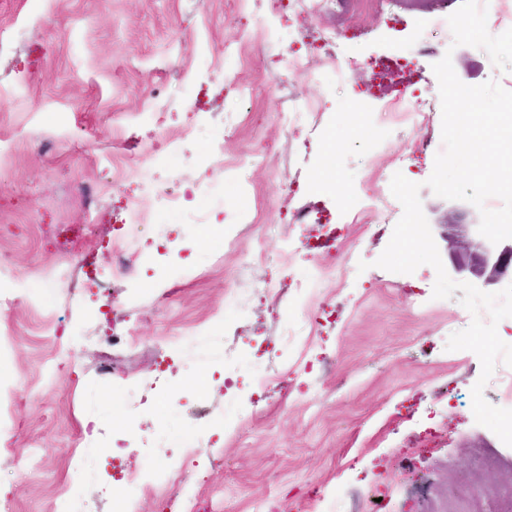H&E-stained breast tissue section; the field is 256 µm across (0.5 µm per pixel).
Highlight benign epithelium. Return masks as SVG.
<instances>
[{"mask_svg": "<svg viewBox=\"0 0 512 512\" xmlns=\"http://www.w3.org/2000/svg\"><path fill=\"white\" fill-rule=\"evenodd\" d=\"M464 217V212L452 211L443 235L452 271L483 285L500 282L512 272V238L493 245L478 233V223Z\"/></svg>", "mask_w": 512, "mask_h": 512, "instance_id": "obj_1", "label": "benign epithelium"}]
</instances>
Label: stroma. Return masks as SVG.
<instances>
[{
    "mask_svg": "<svg viewBox=\"0 0 512 512\" xmlns=\"http://www.w3.org/2000/svg\"><path fill=\"white\" fill-rule=\"evenodd\" d=\"M459 4L396 0L391 12L354 17L332 4L310 18L267 0L245 12L236 0H0V38L10 42L0 56V139L14 144L0 167V253L11 258L0 273V390L14 396L0 414V499L14 512H52L71 489L113 512L126 473L143 464L141 441L164 439L174 452L192 432L199 448L175 477L195 512H252L259 499L266 512H329L338 500L347 512H501L495 490L512 487V447L475 421L478 356L446 348L470 312L458 298H433L431 266L376 267L392 225L352 223L356 204L316 183L328 162L357 196L402 173L420 184L440 232L452 203L425 182L441 123L415 131L374 110L405 90L439 103L432 66L447 53L463 83L512 91V70L430 28ZM325 26L342 29L347 54L322 44ZM259 27L276 38L254 44ZM295 52L314 76L291 78ZM347 56L356 67L339 85L331 73ZM400 58L406 67L394 69ZM212 64L224 79L204 77ZM242 85L254 90L250 104ZM301 99L320 100L318 120L283 127L281 111ZM152 111L165 113L164 127L148 120ZM416 139L425 149L403 160ZM175 140L185 152L170 169L162 161ZM248 152L262 157L247 172L249 193L219 177L212 198L200 182L208 158ZM107 154L123 158L120 172L104 165ZM149 159L163 187L209 222L140 225L142 275L124 279L112 273L113 247ZM79 185L103 187L95 216ZM310 201L323 202L329 224H293V208ZM240 211L248 223H232ZM63 224L79 236L63 241ZM211 224L222 238L198 247ZM259 237L262 260L252 257ZM314 237L323 246L311 252L304 242ZM67 250L83 265L49 308L15 296L14 279L44 283ZM307 270L320 275L311 303L295 296ZM269 279L281 282L282 299L262 292ZM230 289L243 296L240 310L224 308ZM288 323L317 339L301 370L282 356ZM49 324L58 336L46 334ZM131 325L135 346L104 344ZM202 327L212 337L204 352L188 357L163 342ZM69 345L76 360L45 387L43 364ZM106 361L117 370L108 387ZM255 364L273 375L268 387L251 383ZM83 464L92 476L74 484Z\"/></svg>",
    "mask_w": 512,
    "mask_h": 512,
    "instance_id": "stroma-1",
    "label": "stroma"
}]
</instances>
